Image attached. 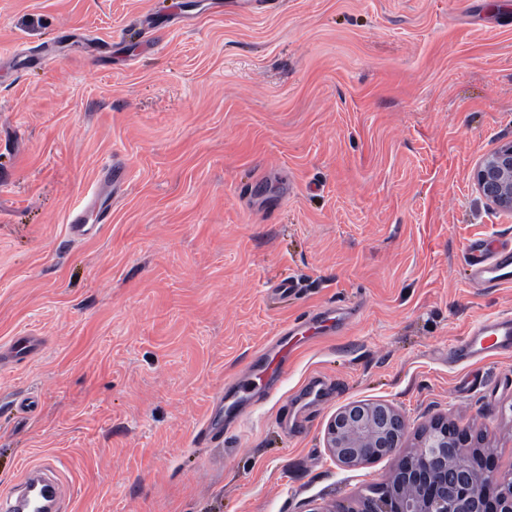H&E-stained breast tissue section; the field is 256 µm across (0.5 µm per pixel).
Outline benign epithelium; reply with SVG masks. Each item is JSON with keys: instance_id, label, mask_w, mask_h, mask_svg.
Returning <instances> with one entry per match:
<instances>
[{"instance_id": "benign-epithelium-1", "label": "benign epithelium", "mask_w": 512, "mask_h": 512, "mask_svg": "<svg viewBox=\"0 0 512 512\" xmlns=\"http://www.w3.org/2000/svg\"><path fill=\"white\" fill-rule=\"evenodd\" d=\"M482 197L512 213V144L485 155L472 173ZM408 420L384 402H356L336 411L326 427V448L344 467L393 457L396 466L360 494L349 512H512V469L469 462L468 430L432 421L407 443Z\"/></svg>"}]
</instances>
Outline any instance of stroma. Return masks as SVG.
<instances>
[{"label":"stroma","instance_id":"35a3bbf8","mask_svg":"<svg viewBox=\"0 0 512 512\" xmlns=\"http://www.w3.org/2000/svg\"><path fill=\"white\" fill-rule=\"evenodd\" d=\"M508 143L512 0H0V345L41 339L0 368V497L59 456L67 512L347 506L395 464L328 452L357 401L512 468V355H451L512 313L467 256L512 240L471 179ZM114 158L111 223L71 237ZM323 306L271 394L213 409Z\"/></svg>","mask_w":512,"mask_h":512}]
</instances>
